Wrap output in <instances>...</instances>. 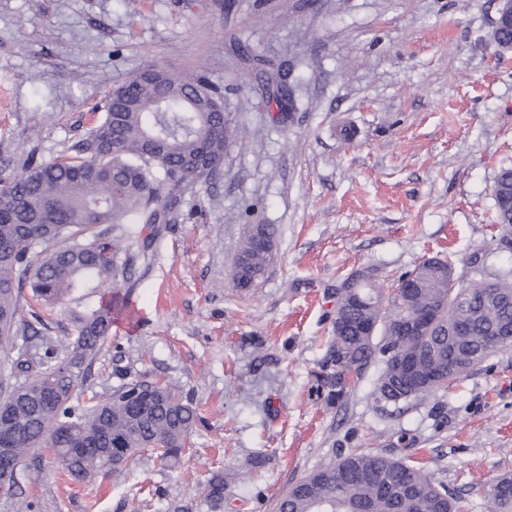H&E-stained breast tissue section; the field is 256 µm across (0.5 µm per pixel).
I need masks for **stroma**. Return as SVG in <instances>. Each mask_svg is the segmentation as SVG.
<instances>
[{
	"mask_svg": "<svg viewBox=\"0 0 512 512\" xmlns=\"http://www.w3.org/2000/svg\"><path fill=\"white\" fill-rule=\"evenodd\" d=\"M500 0H0V169L73 154L113 90L157 65L204 71L237 125L220 176L187 190L180 219L114 256L135 323L112 335L75 395L158 381L199 421L178 461L143 450L121 474L71 481L50 449L21 480L36 512H275L323 462L375 452L424 467L488 512L512 473V347L433 396L376 402L374 373L339 404L320 386L334 291L369 268L386 292L427 258L466 279L512 268L493 188L512 168V52ZM277 74L296 108L267 102ZM250 224L278 228L250 291L233 266ZM50 337L67 304L37 306ZM227 482L213 510L199 488Z\"/></svg>",
	"mask_w": 512,
	"mask_h": 512,
	"instance_id": "1",
	"label": "stroma"
}]
</instances>
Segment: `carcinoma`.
Segmentation results:
<instances>
[{
  "mask_svg": "<svg viewBox=\"0 0 512 512\" xmlns=\"http://www.w3.org/2000/svg\"><path fill=\"white\" fill-rule=\"evenodd\" d=\"M224 102L201 71L174 75L160 68L132 76L115 89L107 112L75 155L53 162L27 160L0 174V348L15 352L0 370V448L13 456L0 471H22L36 448L54 456L76 481L119 473L144 448L177 460L196 423L192 403L169 385L128 383L108 398L85 407L73 402L112 332V310L122 301L115 288L127 271L114 252L131 238L130 224H170L186 189L211 180L235 138L229 120H219ZM497 224L512 233V170L499 174L493 189ZM260 236H244L234 268L237 287L253 288L272 255ZM43 248L38 266L31 250ZM451 264L438 259L405 272L415 280L407 295L385 302L383 288H336L332 340L322 387L328 402L349 394L369 368L377 369L373 397L397 405L426 398L449 380L512 346V270L462 281L448 295ZM30 284L44 303L68 300L75 336L65 357L37 360L31 350L55 341L20 318L19 296ZM112 287L104 298L101 288ZM430 318L426 336H410L405 319ZM356 320L383 325L379 337L362 336ZM465 324L468 333L455 335ZM418 359L427 378L411 384L401 376L399 358ZM206 500L224 502V479L203 487ZM276 512H455L454 498L420 467L380 453L353 452L321 464L280 498Z\"/></svg>",
  "mask_w": 512,
  "mask_h": 512,
  "instance_id": "obj_1",
  "label": "carcinoma"
}]
</instances>
